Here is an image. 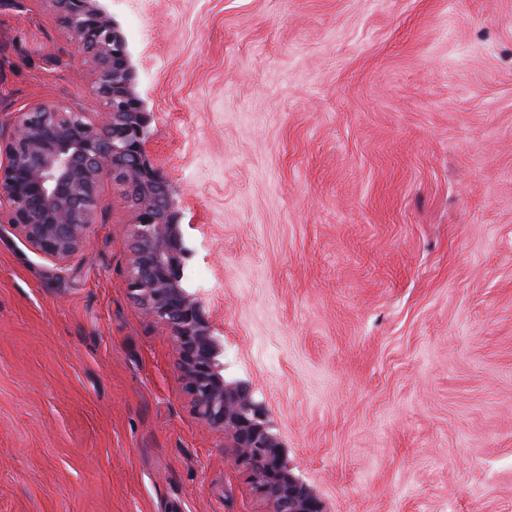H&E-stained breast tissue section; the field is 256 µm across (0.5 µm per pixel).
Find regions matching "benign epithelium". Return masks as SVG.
<instances>
[{
  "instance_id": "benign-epithelium-1",
  "label": "benign epithelium",
  "mask_w": 512,
  "mask_h": 512,
  "mask_svg": "<svg viewBox=\"0 0 512 512\" xmlns=\"http://www.w3.org/2000/svg\"><path fill=\"white\" fill-rule=\"evenodd\" d=\"M55 23L93 74L96 116L36 102L0 141V222L38 253L63 264L90 241L105 180L135 215L128 289L144 315L172 337L177 368L197 419L225 434L237 464L270 512H324L288 468L262 405L224 377V346L200 297L184 286L188 256L180 214L143 146L152 121L135 91L127 40L100 0H46Z\"/></svg>"
}]
</instances>
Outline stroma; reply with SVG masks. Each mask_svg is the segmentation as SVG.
Instances as JSON below:
<instances>
[{
	"label": "stroma",
	"instance_id": "stroma-1",
	"mask_svg": "<svg viewBox=\"0 0 512 512\" xmlns=\"http://www.w3.org/2000/svg\"><path fill=\"white\" fill-rule=\"evenodd\" d=\"M224 375L325 512H512V0H103ZM0 0V136L93 111ZM64 264L0 223V512H269L127 290L100 187Z\"/></svg>",
	"mask_w": 512,
	"mask_h": 512
}]
</instances>
